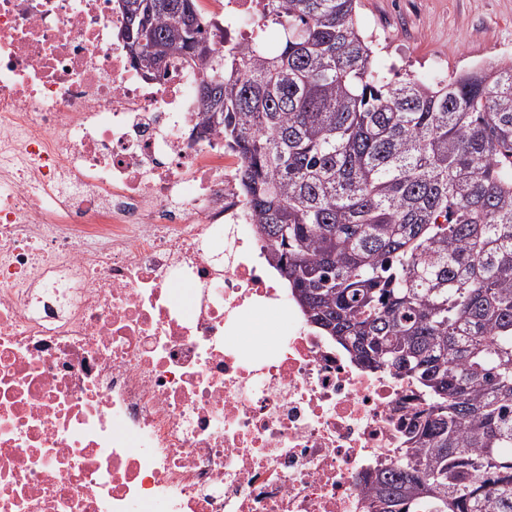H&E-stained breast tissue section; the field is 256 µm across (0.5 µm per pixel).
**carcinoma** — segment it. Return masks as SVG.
<instances>
[{
	"label": "carcinoma",
	"mask_w": 512,
	"mask_h": 512,
	"mask_svg": "<svg viewBox=\"0 0 512 512\" xmlns=\"http://www.w3.org/2000/svg\"><path fill=\"white\" fill-rule=\"evenodd\" d=\"M125 2L157 71L201 67L202 125L310 322L430 396L373 512H512V60L396 81L358 0H258L228 46L198 0Z\"/></svg>",
	"instance_id": "1"
}]
</instances>
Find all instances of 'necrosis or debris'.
Listing matches in <instances>:
<instances>
[{"label":"necrosis or debris","instance_id":"obj_1","mask_svg":"<svg viewBox=\"0 0 512 512\" xmlns=\"http://www.w3.org/2000/svg\"><path fill=\"white\" fill-rule=\"evenodd\" d=\"M225 41L256 0H224ZM112 0H0V512H371L425 392L312 324L199 68L134 65ZM288 317L269 354L244 314Z\"/></svg>","mask_w":512,"mask_h":512}]
</instances>
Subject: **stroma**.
I'll return each mask as SVG.
<instances>
[{"label": "stroma", "mask_w": 512, "mask_h": 512, "mask_svg": "<svg viewBox=\"0 0 512 512\" xmlns=\"http://www.w3.org/2000/svg\"><path fill=\"white\" fill-rule=\"evenodd\" d=\"M376 64L427 82L512 59V0H360Z\"/></svg>", "instance_id": "stroma-1"}]
</instances>
